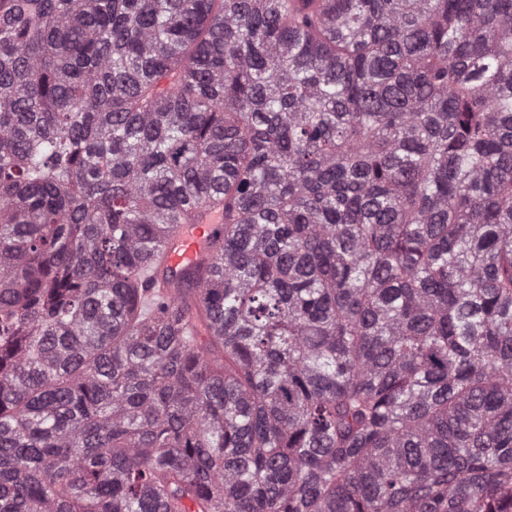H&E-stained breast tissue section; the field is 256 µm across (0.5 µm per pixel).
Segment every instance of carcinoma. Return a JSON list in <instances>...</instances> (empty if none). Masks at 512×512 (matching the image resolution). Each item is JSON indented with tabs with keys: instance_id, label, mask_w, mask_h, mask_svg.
Instances as JSON below:
<instances>
[{
	"instance_id": "carcinoma-1",
	"label": "carcinoma",
	"mask_w": 512,
	"mask_h": 512,
	"mask_svg": "<svg viewBox=\"0 0 512 512\" xmlns=\"http://www.w3.org/2000/svg\"><path fill=\"white\" fill-rule=\"evenodd\" d=\"M0 512H512V0H0ZM214 227L207 218L198 224H185L180 236L167 250L166 264L173 269L196 264L206 252Z\"/></svg>"
}]
</instances>
